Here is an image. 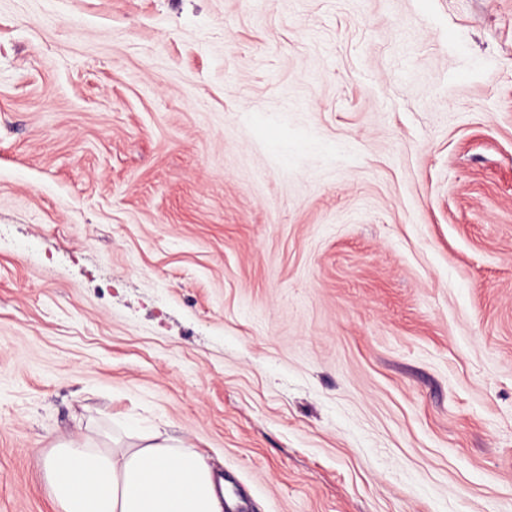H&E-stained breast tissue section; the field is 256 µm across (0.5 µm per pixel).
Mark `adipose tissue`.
<instances>
[{
	"instance_id": "obj_1",
	"label": "adipose tissue",
	"mask_w": 512,
	"mask_h": 512,
	"mask_svg": "<svg viewBox=\"0 0 512 512\" xmlns=\"http://www.w3.org/2000/svg\"><path fill=\"white\" fill-rule=\"evenodd\" d=\"M59 512H222L211 469L194 449L154 429L125 448L62 441L43 459Z\"/></svg>"
}]
</instances>
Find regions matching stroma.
Returning a JSON list of instances; mask_svg holds the SVG:
<instances>
[{"instance_id": "stroma-1", "label": "stroma", "mask_w": 512, "mask_h": 512, "mask_svg": "<svg viewBox=\"0 0 512 512\" xmlns=\"http://www.w3.org/2000/svg\"><path fill=\"white\" fill-rule=\"evenodd\" d=\"M128 423L245 512H512V0H0V512Z\"/></svg>"}]
</instances>
